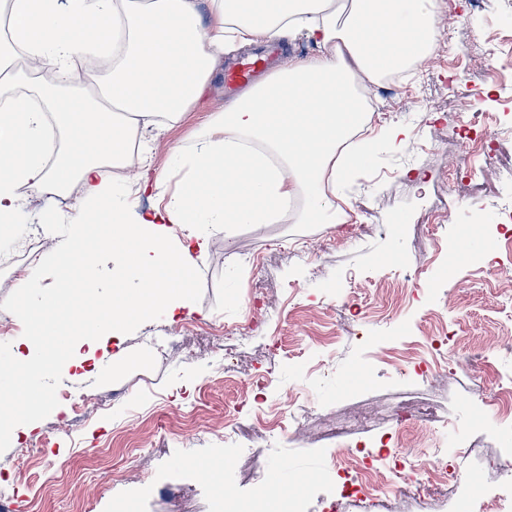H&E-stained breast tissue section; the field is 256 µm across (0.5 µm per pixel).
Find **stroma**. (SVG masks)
Here are the masks:
<instances>
[{"mask_svg":"<svg viewBox=\"0 0 512 512\" xmlns=\"http://www.w3.org/2000/svg\"><path fill=\"white\" fill-rule=\"evenodd\" d=\"M505 0H440L439 40L410 79L373 110V165L339 187L343 224L206 229L197 260L195 310L175 321L152 319L108 342L82 365H49L41 391L55 401L37 426L0 441L5 512H212L214 502L246 512L258 488L280 484L301 512H323L336 495L338 470L364 446L386 467V454L428 464L437 451H468L456 491L419 494L403 479L376 512H477L512 490L485 465L512 450V421L495 406L501 377H512V253L502 236L498 185L459 162L461 126L476 139L496 135L512 160V74L496 55L473 67L488 33L512 37ZM466 93L479 111L457 112ZM224 71L203 99L175 121L147 128L150 174L166 171L173 149L187 148L209 117L223 112ZM407 127L392 149L387 126ZM66 203L28 196L23 221L0 233V356L35 338L48 358L59 337L37 335L24 311L25 281L48 286L60 306L79 307L81 291L55 283L39 267L57 242L52 226ZM479 244L457 257L462 236ZM260 325L248 341L233 327L244 314ZM453 331L446 373L429 366L426 339ZM359 382H352V375ZM267 376L266 388L251 378ZM97 395L75 415L59 401ZM233 429L242 449L224 445ZM222 462L219 480L206 473Z\"/></svg>","mask_w":512,"mask_h":512,"instance_id":"35a3bbf8","label":"stroma"}]
</instances>
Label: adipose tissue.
Returning <instances> with one entry per match:
<instances>
[{
  "instance_id": "adipose-tissue-1",
  "label": "adipose tissue",
  "mask_w": 512,
  "mask_h": 512,
  "mask_svg": "<svg viewBox=\"0 0 512 512\" xmlns=\"http://www.w3.org/2000/svg\"><path fill=\"white\" fill-rule=\"evenodd\" d=\"M0 230L20 223V188L80 199L56 244L65 282L86 293L79 308L56 306L38 291L29 311L39 333L61 336L66 366L80 349L121 340L140 320H174L194 309V266L208 247L205 227L281 223L304 198V224L336 223V185L367 166L374 143L359 138L366 109L357 79L375 82L420 64L433 35L426 0H213L202 22L193 0H0ZM302 33L319 53L292 60L233 97L191 147L170 156L180 183L149 177L131 131L177 119L204 94L216 63L246 45ZM107 38L110 71L95 75L112 98L93 103L61 93L80 79L78 59ZM39 73L33 95L14 94V67ZM60 145L47 155L45 131ZM112 164L130 183L104 177ZM157 188L151 213L128 194ZM108 277V295L98 292ZM51 401L37 393L0 399V436L28 432Z\"/></svg>"
}]
</instances>
